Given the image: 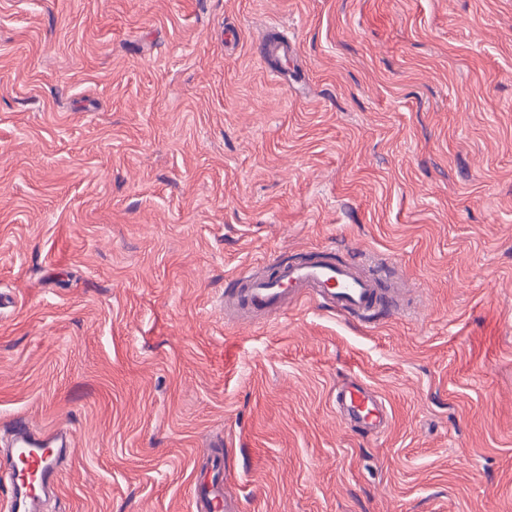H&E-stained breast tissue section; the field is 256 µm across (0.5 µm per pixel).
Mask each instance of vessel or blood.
Segmentation results:
<instances>
[{
    "label": "vessel or blood",
    "mask_w": 512,
    "mask_h": 512,
    "mask_svg": "<svg viewBox=\"0 0 512 512\" xmlns=\"http://www.w3.org/2000/svg\"><path fill=\"white\" fill-rule=\"evenodd\" d=\"M288 37L271 27L257 46L261 58L287 54ZM235 288L228 299L250 314L285 311L289 303L315 298L337 313L360 321L387 309L388 283L374 274L323 257L278 267L275 274L255 276L249 268L240 269ZM336 410L342 421L370 432L389 425V413L378 396L359 381H348L336 391ZM71 448L62 435L33 430L17 420L10 431V445L0 454V479L6 480L11 497V512H37L41 493L54 488L58 462ZM224 499V479L213 476L194 491L196 512H220Z\"/></svg>",
    "instance_id": "b4317fda"
}]
</instances>
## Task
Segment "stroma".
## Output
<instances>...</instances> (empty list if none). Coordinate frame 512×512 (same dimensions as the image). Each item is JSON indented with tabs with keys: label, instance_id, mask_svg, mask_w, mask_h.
<instances>
[{
	"label": "stroma",
	"instance_id": "stroma-1",
	"mask_svg": "<svg viewBox=\"0 0 512 512\" xmlns=\"http://www.w3.org/2000/svg\"><path fill=\"white\" fill-rule=\"evenodd\" d=\"M314 253L396 312L225 317ZM2 297L42 512H192L213 447L232 512H512V0H0ZM290 50V43L288 36L279 30V27L273 26L270 28L265 36V39L261 41L257 46V52L259 56L264 60L268 67L272 70L269 65V54L280 53L283 57L288 54ZM336 410L342 421L378 433L389 425V413L378 396L358 380L336 389Z\"/></svg>",
	"mask_w": 512,
	"mask_h": 512
}]
</instances>
